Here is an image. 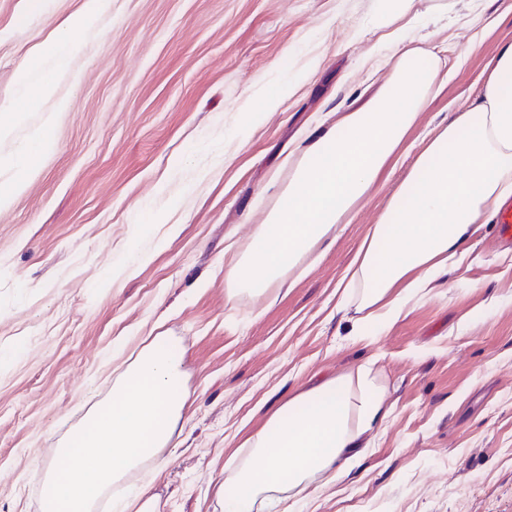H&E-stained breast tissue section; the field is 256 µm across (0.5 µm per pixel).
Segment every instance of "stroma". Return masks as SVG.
Here are the masks:
<instances>
[{
    "mask_svg": "<svg viewBox=\"0 0 512 512\" xmlns=\"http://www.w3.org/2000/svg\"><path fill=\"white\" fill-rule=\"evenodd\" d=\"M83 0H0V97ZM385 0H112L52 96L32 89L0 154L42 126L52 148L0 209V512H42L39 467L146 346L184 350L180 434L133 476L155 512H224V463L319 378L373 358L393 411L362 464L304 512H512V245L474 227L471 257L382 336H353L336 286L449 113L466 109L512 0H411L417 47L456 64L406 150L316 268L269 305L224 295L245 246L321 126L382 90ZM286 77L281 108L260 85ZM261 112L254 125L244 109ZM148 262L121 274L133 253Z\"/></svg>",
    "mask_w": 512,
    "mask_h": 512,
    "instance_id": "stroma-1",
    "label": "stroma"
}]
</instances>
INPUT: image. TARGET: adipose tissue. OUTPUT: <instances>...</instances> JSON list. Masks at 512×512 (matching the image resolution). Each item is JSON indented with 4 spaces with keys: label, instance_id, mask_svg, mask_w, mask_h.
Instances as JSON below:
<instances>
[{
    "label": "adipose tissue",
    "instance_id": "obj_1",
    "mask_svg": "<svg viewBox=\"0 0 512 512\" xmlns=\"http://www.w3.org/2000/svg\"><path fill=\"white\" fill-rule=\"evenodd\" d=\"M111 0H84L60 22L46 50L65 66L79 37L96 29ZM396 64L383 88L344 113L289 166L275 202L225 276L226 299L275 301L310 272L321 246L348 223L399 155L441 77L439 61L396 29ZM512 197V41L489 60L478 96L439 124L340 280V307L354 305L356 336L371 340L426 289L470 256L472 225L487 223ZM392 411L373 361L282 403L224 466V512H259L280 497L305 502L317 480L333 481L370 448Z\"/></svg>",
    "mask_w": 512,
    "mask_h": 512
}]
</instances>
